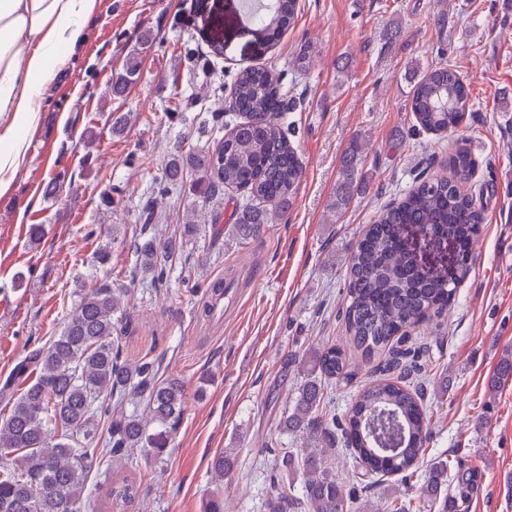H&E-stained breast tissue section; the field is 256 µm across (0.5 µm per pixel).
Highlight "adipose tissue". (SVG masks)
<instances>
[{"label":"adipose tissue","instance_id":"obj_1","mask_svg":"<svg viewBox=\"0 0 512 512\" xmlns=\"http://www.w3.org/2000/svg\"><path fill=\"white\" fill-rule=\"evenodd\" d=\"M99 0H0V195L25 162V134L35 124L55 69L74 52L76 34Z\"/></svg>","mask_w":512,"mask_h":512}]
</instances>
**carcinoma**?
<instances>
[{"label":"carcinoma","mask_w":512,"mask_h":512,"mask_svg":"<svg viewBox=\"0 0 512 512\" xmlns=\"http://www.w3.org/2000/svg\"><path fill=\"white\" fill-rule=\"evenodd\" d=\"M297 0H271L269 10L254 16L257 25L276 32L293 23ZM141 49L133 50L112 91L135 83ZM236 114L242 116L211 151L176 150L165 165L159 193L177 185L185 170L200 174L205 191L245 190L249 200L236 206L229 229L239 239L259 235L292 206L302 175L301 161L278 122L282 99L278 75L265 68L240 72L234 88ZM473 102L467 85L450 67L436 66L414 86L410 109L416 127L446 133L457 128ZM477 159L457 147L448 157L451 176L420 178L401 201L389 205L357 240L347 263L349 304L345 322L354 347L381 358L383 373L418 359L411 332L443 312L469 273L468 249L481 234L483 208L464 190ZM357 150L346 154L334 208L346 205L355 189ZM456 246L455 261L444 268L423 266L406 243V229ZM196 225H184V236L161 238L154 224H144L134 239L139 268L159 276L185 248L184 237ZM123 286L108 276L81 293L59 335L29 352L15 375L35 373L21 393L9 380L0 387V401L11 402L0 418V512H81V493L91 470L106 458L137 447L154 423L158 436L176 430L185 407L184 384L163 379L151 360L129 364L121 360L117 313ZM303 383L297 388L292 412L280 418L285 432H299L314 444L333 450L335 427L345 446L370 476L403 475L419 468L430 434V416L421 396L389 377L364 386L344 422L327 417L324 390L350 375L346 352L324 346L299 362ZM141 401L148 419L124 410ZM233 457L219 453L211 473L224 481ZM279 462L278 486L267 500V512H294L298 502L311 512H347L336 473L323 453L309 451L302 460V499L288 495V466ZM448 481V462L432 464L424 492L435 499ZM135 485L124 478L109 489L112 512H124Z\"/></svg>","instance_id":"carcinoma-1"}]
</instances>
